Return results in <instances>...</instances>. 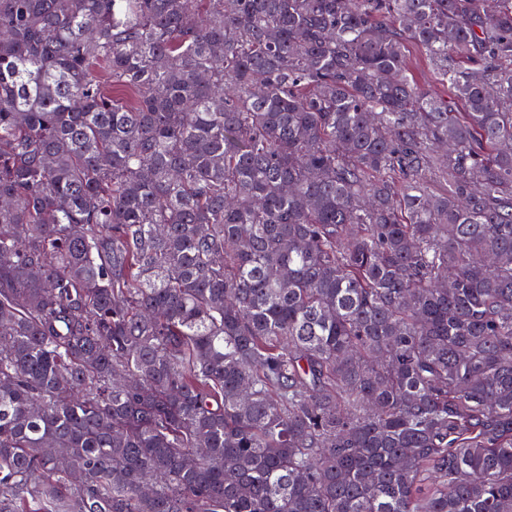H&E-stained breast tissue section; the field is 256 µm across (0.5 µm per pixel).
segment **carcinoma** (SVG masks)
I'll return each mask as SVG.
<instances>
[{
  "label": "carcinoma",
  "instance_id": "obj_1",
  "mask_svg": "<svg viewBox=\"0 0 512 512\" xmlns=\"http://www.w3.org/2000/svg\"><path fill=\"white\" fill-rule=\"evenodd\" d=\"M0 512H512V0H0ZM406 61L417 84L422 89L437 91L444 96L448 94V89H444L435 82L432 67L419 47L409 46L406 52Z\"/></svg>",
  "mask_w": 512,
  "mask_h": 512
}]
</instances>
